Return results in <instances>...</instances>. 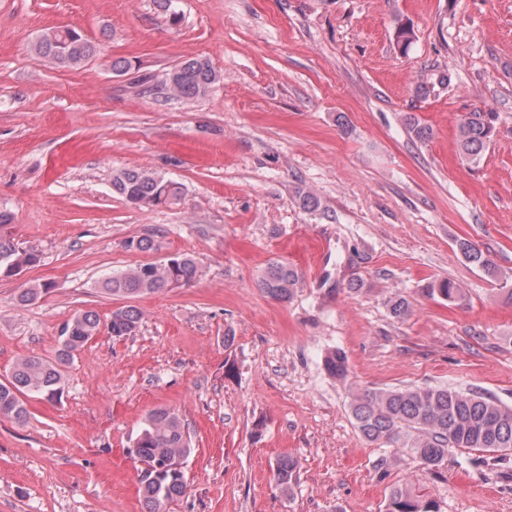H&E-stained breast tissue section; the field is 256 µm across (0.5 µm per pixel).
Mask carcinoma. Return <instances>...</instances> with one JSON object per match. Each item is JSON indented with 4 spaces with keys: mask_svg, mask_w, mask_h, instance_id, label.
<instances>
[{
    "mask_svg": "<svg viewBox=\"0 0 512 512\" xmlns=\"http://www.w3.org/2000/svg\"><path fill=\"white\" fill-rule=\"evenodd\" d=\"M35 53L60 68L74 69L98 54L97 45L72 28L54 29L36 42ZM174 82L144 75L138 80L141 92L154 98L191 100L206 95L220 75L205 58H190L173 67ZM492 112H469L458 126V143L464 158L476 163L494 132ZM112 189L138 208H153L182 198L183 187L165 174L141 168L120 169L112 174ZM297 206L309 213L321 208L320 199L310 189L298 186L294 191ZM12 214L0 209V280H6L39 266L41 255L19 246L4 228L12 223ZM471 263L493 271L492 263L481 248L471 241L459 244ZM197 277V265L187 255L161 263H146L114 273L102 281L103 290L116 297L158 294L173 287L191 285ZM298 271L273 261L262 271L259 288L269 298L285 302L300 285ZM49 284H31L18 296L22 304L38 300ZM428 297H439L460 305L465 293L455 282L443 279L423 289ZM141 321V312L131 306L112 311L108 322L114 337L128 336ZM101 320L93 310L80 311L65 321L59 331L54 358L25 356L13 364L7 378L0 381V417L22 424L28 419L27 398L39 395L50 402L61 400L65 380L62 366L68 364L98 333ZM324 369L338 379L348 375L345 353L335 349L323 359ZM351 413L363 439L380 446L403 448L428 471L438 472L448 459L450 448H476L503 456L512 452V407L478 392H462L446 386H407L391 389H366L353 395ZM131 453L141 464L139 493L144 512H166L187 491L185 473L174 471L169 463L183 460L191 453V436L181 418L167 408L149 413L135 439ZM295 460L284 455L278 459L273 480L283 491L292 488ZM385 512H440L438 503L422 491L403 485L391 488Z\"/></svg>",
    "mask_w": 512,
    "mask_h": 512,
    "instance_id": "cac0c4a2",
    "label": "carcinoma"
}]
</instances>
